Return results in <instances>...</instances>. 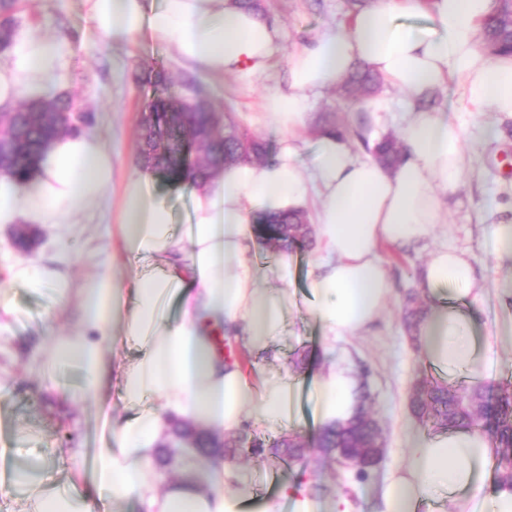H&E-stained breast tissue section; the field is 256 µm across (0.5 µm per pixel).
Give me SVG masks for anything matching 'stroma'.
Listing matches in <instances>:
<instances>
[{"label": "stroma", "mask_w": 512, "mask_h": 512, "mask_svg": "<svg viewBox=\"0 0 512 512\" xmlns=\"http://www.w3.org/2000/svg\"><path fill=\"white\" fill-rule=\"evenodd\" d=\"M266 19L281 31L270 67L259 75L217 77L185 65L165 44L148 38L115 44L105 39L91 17L88 0H16L17 31L35 37L66 38L62 89L94 113L88 127L100 138L113 160V181L100 206L87 209L83 221L69 234L57 225H40L41 243L30 253L12 250L13 227L0 226V286L8 291L10 313L0 320V476L29 461H38L46 483L57 489L90 487L92 464L98 449L112 445L108 417L125 416L115 376H108L93 395L82 391L83 373L73 362H53L49 333L73 332L77 323L76 303L61 304L53 286L30 288L12 279L11 265L38 259L68 256L65 271L72 288L85 281L121 272L134 279L135 271L113 249L121 222L123 189L132 170L140 163L138 139L142 114L154 97L152 72L165 70L176 84L191 82L218 112L232 117L258 136L270 153H277L281 134L265 123L262 104L266 96L288 84V56L319 33L346 21L349 0H261ZM371 100H345L336 88L315 99L304 127L296 136L302 161H310L324 122H332L363 152V140L397 133L399 124L391 115L373 113ZM439 111L458 117L468 131L465 172L461 188L446 200V219L422 245H385L381 254L393 282V296L370 330L331 343L308 315L309 271L320 254L317 246L293 250L288 277L290 304L282 330L260 354L234 346L235 354L247 357L245 373L262 369L274 380L285 374L300 376L306 393L299 414L300 427L251 423L264 442L296 431L312 443L321 425L315 418L314 382L322 371L339 359L352 363L359 378L367 380L370 410L379 421L386 453L367 479L352 471L309 456L304 463L270 469L254 461H242L250 471L255 497L245 512H262L269 497L283 484L305 482L319 486L316 495L323 512L333 500L345 498L351 512H371L372 499L387 473L403 456L406 431L417 426L408 408V395L415 376L433 375V368L416 361V351L401 325V303L408 290L417 288L416 273L429 252L442 244L469 254L481 294L473 306L479 333H494L502 319L503 289H512V265L497 264L486 250V235L492 225H512V115L484 112L479 116L462 112L455 85L441 88ZM491 127L495 136L484 135ZM83 449L80 465H72L67 449Z\"/></svg>", "instance_id": "1"}]
</instances>
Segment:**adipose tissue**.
<instances>
[{
	"label": "adipose tissue",
	"instance_id": "obj_1",
	"mask_svg": "<svg viewBox=\"0 0 512 512\" xmlns=\"http://www.w3.org/2000/svg\"><path fill=\"white\" fill-rule=\"evenodd\" d=\"M105 37L120 43L149 35L172 47L187 65L212 74L259 73L269 64L277 28L237 0H89ZM494 0H371L346 22L327 29L288 57V87L266 99V121L283 139L273 160L225 165L193 202L182 233L154 191L152 172H133L124 188L121 250L161 261V269L133 287L120 277L86 283L78 291L79 326L51 335L55 357L77 362L84 390L93 393L116 373L123 403L134 416L113 421L112 445L94 464L93 482L112 494L113 507L136 498L146 512H242L253 482L240 466L210 458L203 478L161 484L158 446L172 420L187 421L218 438L243 431L247 419L296 421L300 384L289 377L251 385L225 360L216 337L230 336L263 350L278 336L288 308L291 260L259 271L250 257L252 216L313 211L322 256L310 271L309 311L326 335L369 329L392 295L380 247L431 238L446 195L459 190L465 167V126L416 105L455 83L468 111L512 114V55L493 56L479 35ZM424 13L428 24L410 23ZM67 43L16 36L0 61V106L40 99L55 82ZM366 65L401 93L413 115L399 130L402 158L387 169L357 159L339 133L319 137L311 163L292 142L312 99L337 85L356 64ZM112 157L89 135L63 136L27 183L0 177V225L78 223L83 206L100 200L112 183ZM12 277L32 288L54 285L68 301L69 279L60 260L17 265ZM418 288L432 309L419 328L420 362L438 370L488 377L489 341L469 310L479 288L470 256L443 246L429 252ZM134 345L137 357L104 362L106 347ZM359 379L341 361L315 386L320 424L349 420ZM406 454L385 478L376 512H419L436 493L456 512H512V485L491 484L495 450L476 431L427 435L408 431ZM23 488L20 512H96L89 493L45 485L36 467L14 470Z\"/></svg>",
	"mask_w": 512,
	"mask_h": 512
}]
</instances>
